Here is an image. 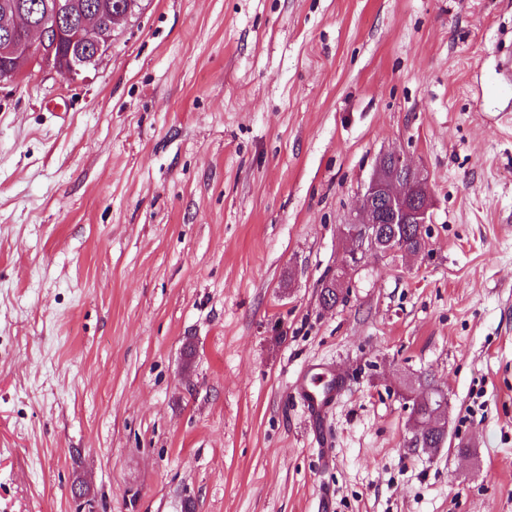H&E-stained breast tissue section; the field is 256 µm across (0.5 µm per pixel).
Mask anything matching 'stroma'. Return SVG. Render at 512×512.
<instances>
[{
    "instance_id": "35a3bbf8",
    "label": "stroma",
    "mask_w": 512,
    "mask_h": 512,
    "mask_svg": "<svg viewBox=\"0 0 512 512\" xmlns=\"http://www.w3.org/2000/svg\"><path fill=\"white\" fill-rule=\"evenodd\" d=\"M510 56L512 0H140L77 79L0 84V512H512ZM391 151L429 248L324 307ZM341 389L336 374L319 367L301 373L291 385L290 394L302 402L309 420L320 422L335 404ZM422 397H425L426 399V402L429 406L430 409H434L433 413H432V417H437L438 418V423L437 424H434V422H432L430 425H427V424H424V423H421L420 422V418L421 416L417 415V412L415 410V406L412 407V411H411V418H413L415 424H416V427H417V430H421V429H428L430 427H433L435 428V432L443 429L444 427L446 428V424H445V420L443 418V414L444 412L446 411L447 409V398L442 395L441 398L439 399H433V397L431 396V394H421L417 397V401L421 400ZM434 401V404H432ZM428 406H423L420 408V412L423 413L424 415L427 414L430 409L428 408Z\"/></svg>"
}]
</instances>
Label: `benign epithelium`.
Wrapping results in <instances>:
<instances>
[{"label":"benign epithelium","mask_w":512,"mask_h":512,"mask_svg":"<svg viewBox=\"0 0 512 512\" xmlns=\"http://www.w3.org/2000/svg\"><path fill=\"white\" fill-rule=\"evenodd\" d=\"M138 0H120L112 10L110 28H102L100 24L84 23L79 28L78 37L93 41L96 53L93 57L83 59L77 53L68 59L56 54L57 41L74 10L71 0H58L53 15L37 25V32L27 35L15 24V16L8 13L0 22V52L4 55L20 58L22 68L15 71L7 70L0 75L3 81H16L23 69L35 66L59 74L68 79H76L98 59L106 55L112 46L116 30V22L125 20L132 13ZM432 200L426 178L417 171L404 154L393 151L383 154L361 195L357 215L347 228L346 237L353 242L341 263L337 266L332 278L336 288L342 294L349 293L352 287L353 273L359 268L361 257L368 253L387 256L393 253L391 243L380 234L382 224H415L418 233L424 234L427 224L431 221ZM432 416L438 423L427 425L420 422L416 411H411L417 429L435 428L439 431L446 427L443 414L447 409V398L433 399L423 394Z\"/></svg>","instance_id":"7a95c632"}]
</instances>
